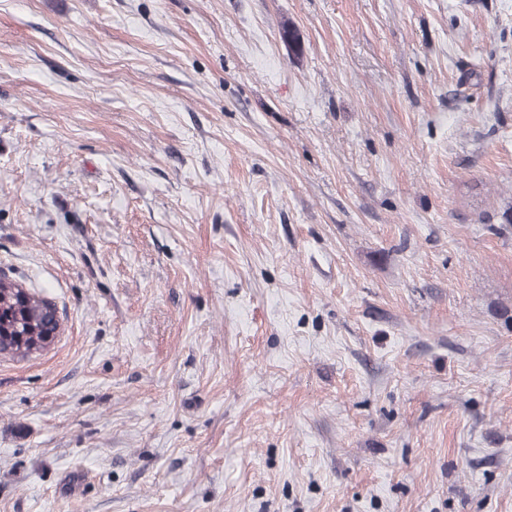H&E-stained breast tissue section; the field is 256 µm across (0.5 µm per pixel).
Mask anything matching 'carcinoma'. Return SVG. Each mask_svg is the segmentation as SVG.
Listing matches in <instances>:
<instances>
[{
    "label": "carcinoma",
    "mask_w": 512,
    "mask_h": 512,
    "mask_svg": "<svg viewBox=\"0 0 512 512\" xmlns=\"http://www.w3.org/2000/svg\"><path fill=\"white\" fill-rule=\"evenodd\" d=\"M48 300L21 291L20 283L0 276V344L16 355H28L53 341V315Z\"/></svg>",
    "instance_id": "carcinoma-1"
}]
</instances>
